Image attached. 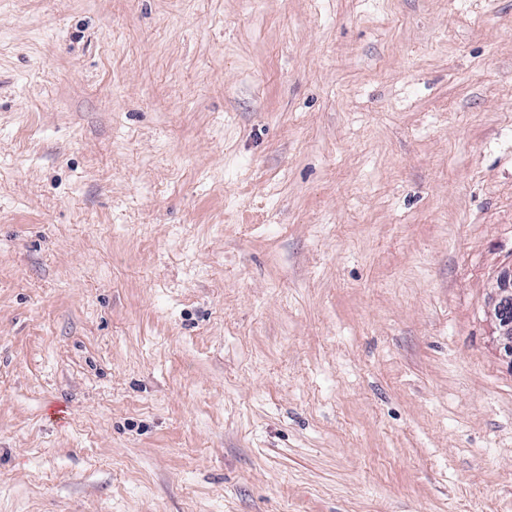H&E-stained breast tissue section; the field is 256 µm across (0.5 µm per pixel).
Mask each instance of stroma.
I'll use <instances>...</instances> for the list:
<instances>
[{
	"mask_svg": "<svg viewBox=\"0 0 512 512\" xmlns=\"http://www.w3.org/2000/svg\"><path fill=\"white\" fill-rule=\"evenodd\" d=\"M512 0H0V512H512ZM493 302L496 341L512 360V268L497 280Z\"/></svg>",
	"mask_w": 512,
	"mask_h": 512,
	"instance_id": "obj_1",
	"label": "stroma"
}]
</instances>
